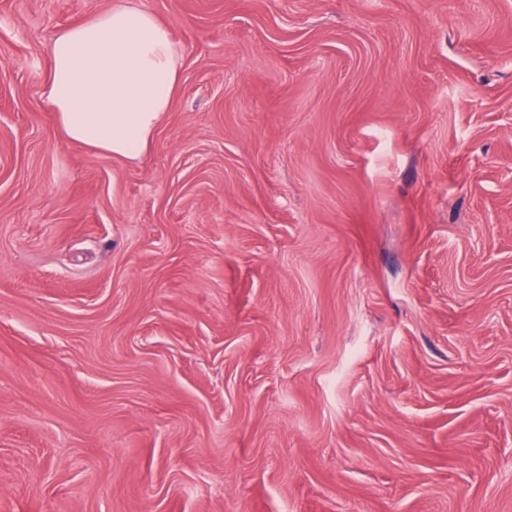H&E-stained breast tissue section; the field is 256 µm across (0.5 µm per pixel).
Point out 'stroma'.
<instances>
[{
    "label": "stroma",
    "mask_w": 512,
    "mask_h": 512,
    "mask_svg": "<svg viewBox=\"0 0 512 512\" xmlns=\"http://www.w3.org/2000/svg\"><path fill=\"white\" fill-rule=\"evenodd\" d=\"M0 0V512H512V0H140L180 84L69 142Z\"/></svg>",
    "instance_id": "stroma-1"
}]
</instances>
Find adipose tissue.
<instances>
[{
  "mask_svg": "<svg viewBox=\"0 0 512 512\" xmlns=\"http://www.w3.org/2000/svg\"><path fill=\"white\" fill-rule=\"evenodd\" d=\"M46 101L73 143L122 160L148 153L180 80L169 28L134 0L58 31Z\"/></svg>",
  "mask_w": 512,
  "mask_h": 512,
  "instance_id": "adipose-tissue-1",
  "label": "adipose tissue"
}]
</instances>
